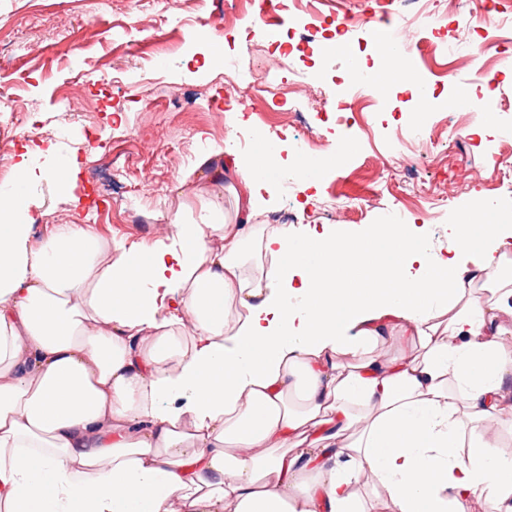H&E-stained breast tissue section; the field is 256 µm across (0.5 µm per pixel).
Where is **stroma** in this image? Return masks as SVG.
<instances>
[{"label":"stroma","instance_id":"stroma-1","mask_svg":"<svg viewBox=\"0 0 512 512\" xmlns=\"http://www.w3.org/2000/svg\"><path fill=\"white\" fill-rule=\"evenodd\" d=\"M276 16L303 24L336 26L363 44L361 62L379 69L383 54L368 47L371 31L407 48L436 46L435 56H416L433 74L430 90L447 101L464 91L453 112L417 113L403 84L387 87L388 110L375 117L371 137L357 127L325 122L310 110L316 91L335 93L346 81L345 54L326 57L319 44L305 56L264 53L262 33L252 22L226 23L212 32L214 14L236 12L234 0H0V138L15 146L53 145L58 154L78 153L74 188L48 176L30 185L34 215L30 243L39 246L59 224H79L106 239L150 243L170 236L173 220L200 221L209 208L233 216L231 194L212 184L224 163L217 148L230 133L252 127L282 145L299 136L321 141L326 160L315 182L276 188L272 211L295 203L302 224H333L360 231L388 223L422 224L434 252L445 251L446 228L471 224L475 207L489 203L496 217L512 212V182L492 187L499 127L512 124V66L484 71L450 64L444 50L452 22L440 18L414 27L390 13L386 0H275ZM236 56L243 77L291 78L303 73V91L284 102L242 110L212 66L215 52ZM495 95V118L460 131L471 102ZM439 127L436 148L406 152L407 168L385 183L392 144L410 128ZM212 154L210 166L198 159ZM449 195L444 210L417 196L420 182Z\"/></svg>","mask_w":512,"mask_h":512}]
</instances>
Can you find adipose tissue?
Here are the masks:
<instances>
[{
  "label": "adipose tissue",
  "mask_w": 512,
  "mask_h": 512,
  "mask_svg": "<svg viewBox=\"0 0 512 512\" xmlns=\"http://www.w3.org/2000/svg\"><path fill=\"white\" fill-rule=\"evenodd\" d=\"M45 156L0 189V512H512V224H261L258 156L234 220L34 249Z\"/></svg>",
  "instance_id": "1"
}]
</instances>
